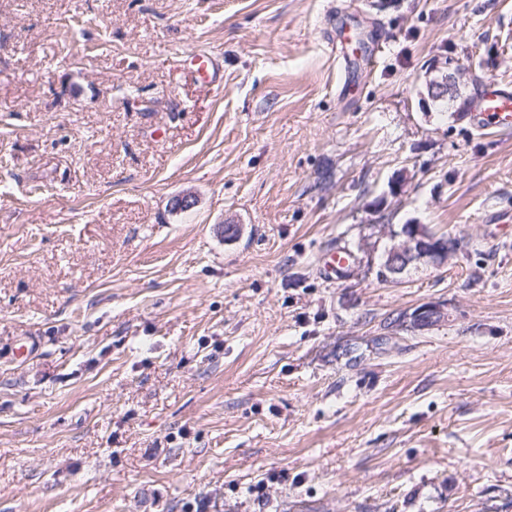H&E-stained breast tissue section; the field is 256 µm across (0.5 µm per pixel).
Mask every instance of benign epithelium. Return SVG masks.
I'll list each match as a JSON object with an SVG mask.
<instances>
[{
    "label": "benign epithelium",
    "instance_id": "7a95c632",
    "mask_svg": "<svg viewBox=\"0 0 512 512\" xmlns=\"http://www.w3.org/2000/svg\"><path fill=\"white\" fill-rule=\"evenodd\" d=\"M470 80L469 70L450 65L430 70L425 79L427 97L434 102L446 100L450 103H462L467 96L462 88ZM394 244L386 253L383 266V278L397 281L411 265L420 263L437 268L448 265L453 253L448 251V242L439 234L429 230L423 224H410L399 232L390 231ZM443 317L442 309L437 305H424L409 314L410 326L416 330H425Z\"/></svg>",
    "mask_w": 512,
    "mask_h": 512
}]
</instances>
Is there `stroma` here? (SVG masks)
<instances>
[{"label":"stroma","instance_id":"stroma-1","mask_svg":"<svg viewBox=\"0 0 512 512\" xmlns=\"http://www.w3.org/2000/svg\"><path fill=\"white\" fill-rule=\"evenodd\" d=\"M449 58L512 83V0H0V512H512V131ZM384 224L459 248L381 281ZM425 90L428 99L438 101L442 112L448 111V106L440 101L447 100L449 103L466 102L469 105L468 97L462 93V88L467 86L470 80L469 70L460 66L437 67L431 69L425 77ZM443 317L442 309L437 305H424L409 314L408 320H411L410 326L415 330H425L433 326Z\"/></svg>","mask_w":512,"mask_h":512}]
</instances>
